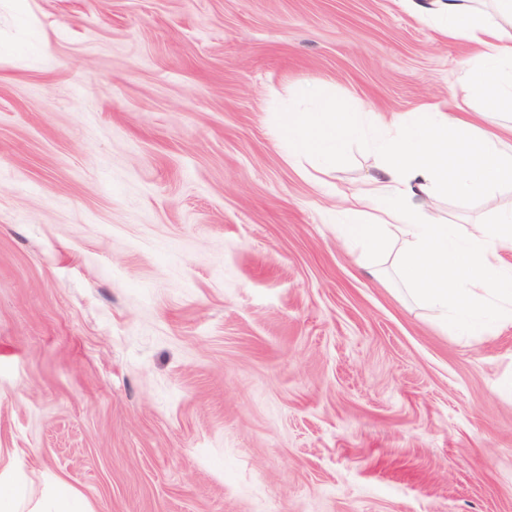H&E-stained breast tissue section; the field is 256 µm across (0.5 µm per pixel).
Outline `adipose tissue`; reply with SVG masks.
Wrapping results in <instances>:
<instances>
[{
  "instance_id": "1",
  "label": "adipose tissue",
  "mask_w": 512,
  "mask_h": 512,
  "mask_svg": "<svg viewBox=\"0 0 512 512\" xmlns=\"http://www.w3.org/2000/svg\"><path fill=\"white\" fill-rule=\"evenodd\" d=\"M474 0H444L437 13L449 38L474 47L461 74L464 91L494 109L512 110V0H493L485 14ZM318 107L288 113L283 127L292 143L289 160L299 155L326 161L356 133L361 114L337 112L333 88L313 91ZM376 173L361 194H344L346 219L339 238L361 257L401 242L394 279L406 294L437 312L445 324L467 326L483 336L490 326L512 325V203L498 206L491 223L471 224L466 233L417 205L420 197L492 198L512 189V148L498 132L477 128L456 98L446 111L431 108L412 119L367 122ZM21 451L0 453V512H80V495L63 480L47 499L30 504Z\"/></svg>"
}]
</instances>
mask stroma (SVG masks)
I'll list each match as a JSON object with an SVG mask.
<instances>
[{
  "label": "stroma",
  "mask_w": 512,
  "mask_h": 512,
  "mask_svg": "<svg viewBox=\"0 0 512 512\" xmlns=\"http://www.w3.org/2000/svg\"><path fill=\"white\" fill-rule=\"evenodd\" d=\"M431 0H0V449L88 512H512V326L336 237L282 112L462 95Z\"/></svg>",
  "instance_id": "35a3bbf8"
}]
</instances>
